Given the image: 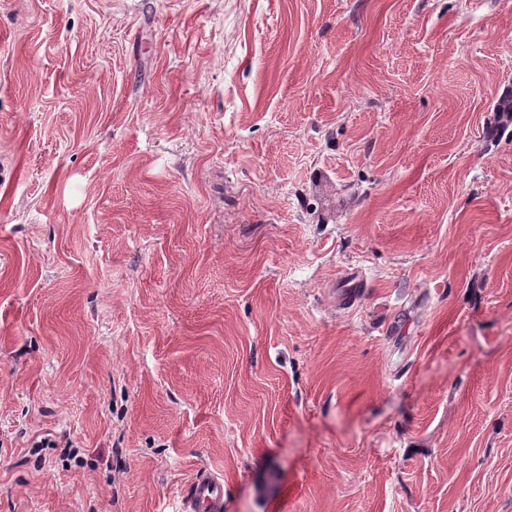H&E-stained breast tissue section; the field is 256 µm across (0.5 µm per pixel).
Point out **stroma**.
Returning a JSON list of instances; mask_svg holds the SVG:
<instances>
[{
	"instance_id": "1",
	"label": "stroma",
	"mask_w": 512,
	"mask_h": 512,
	"mask_svg": "<svg viewBox=\"0 0 512 512\" xmlns=\"http://www.w3.org/2000/svg\"><path fill=\"white\" fill-rule=\"evenodd\" d=\"M511 88L512 0H0V512H512ZM343 285L336 291V303L339 306L353 307L363 295L364 278L358 268H348L341 276ZM224 479L210 471H197L181 499V512H222Z\"/></svg>"
}]
</instances>
